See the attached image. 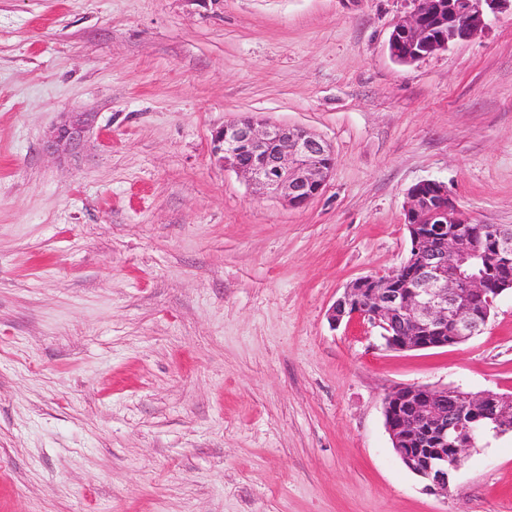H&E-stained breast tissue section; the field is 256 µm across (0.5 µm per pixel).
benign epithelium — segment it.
<instances>
[{"instance_id":"1","label":"benign epithelium","mask_w":512,"mask_h":512,"mask_svg":"<svg viewBox=\"0 0 512 512\" xmlns=\"http://www.w3.org/2000/svg\"><path fill=\"white\" fill-rule=\"evenodd\" d=\"M413 9L390 36L389 50L414 63L483 33L512 0H412ZM89 128L75 112L56 128L48 147H75ZM225 166L291 208H301L323 189L334 165L331 146L312 131L270 125L253 116L224 125L213 135ZM435 190V196L424 192ZM404 222L410 251L396 269L350 283L328 313L380 329L387 348L411 351L457 345L478 335L494 302L512 286V226L498 225L488 239L468 234L469 219L445 183L424 180L407 193ZM409 268L412 286L397 275ZM512 395L477 394L455 387L398 385L384 398L385 427L403 466L437 495L448 494L466 452L512 429Z\"/></svg>"}]
</instances>
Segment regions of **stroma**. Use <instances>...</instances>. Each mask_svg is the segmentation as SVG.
Segmentation results:
<instances>
[{"label":"stroma","instance_id":"stroma-1","mask_svg":"<svg viewBox=\"0 0 512 512\" xmlns=\"http://www.w3.org/2000/svg\"><path fill=\"white\" fill-rule=\"evenodd\" d=\"M411 9L0 0V512H512V434L436 497L383 415L397 385L512 394V291L447 348L328 320L406 259L416 183L512 225V13L401 64ZM244 116L332 146L306 206L219 161ZM67 121L56 128L51 136L48 147L57 149L60 146L76 147L80 144L89 128V117L86 112H74Z\"/></svg>","mask_w":512,"mask_h":512}]
</instances>
